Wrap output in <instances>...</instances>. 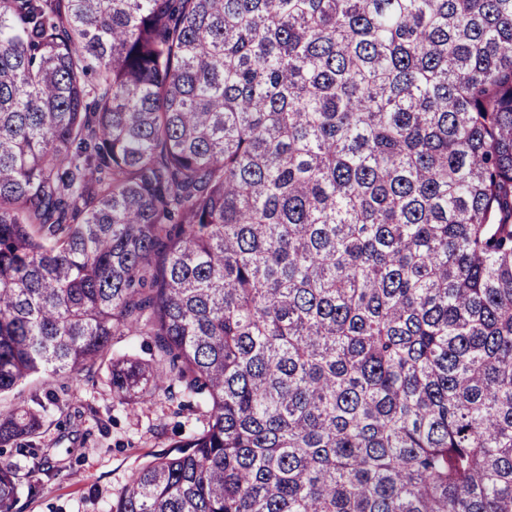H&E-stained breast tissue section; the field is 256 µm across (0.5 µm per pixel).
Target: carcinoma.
Returning <instances> with one entry per match:
<instances>
[{
    "label": "carcinoma",
    "instance_id": "carcinoma-1",
    "mask_svg": "<svg viewBox=\"0 0 512 512\" xmlns=\"http://www.w3.org/2000/svg\"><path fill=\"white\" fill-rule=\"evenodd\" d=\"M116 336L112 512H512V0H0V398Z\"/></svg>",
    "mask_w": 512,
    "mask_h": 512
}]
</instances>
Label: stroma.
Wrapping results in <instances>:
<instances>
[{"mask_svg":"<svg viewBox=\"0 0 512 512\" xmlns=\"http://www.w3.org/2000/svg\"><path fill=\"white\" fill-rule=\"evenodd\" d=\"M36 400L45 407L37 456L0 452L17 474L14 512H109L132 475L199 429L205 412L160 391L146 404L119 403L105 364L91 380L32 378L0 405ZM33 483L35 496L28 493Z\"/></svg>","mask_w":512,"mask_h":512,"instance_id":"stroma-1","label":"stroma"}]
</instances>
